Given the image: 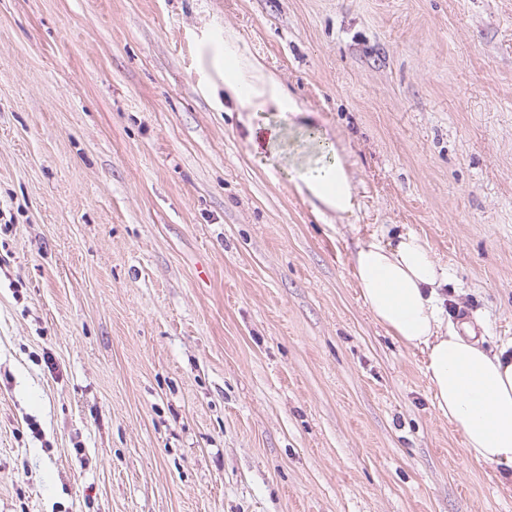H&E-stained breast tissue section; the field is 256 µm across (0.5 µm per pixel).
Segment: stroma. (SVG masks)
<instances>
[{
    "label": "stroma",
    "mask_w": 512,
    "mask_h": 512,
    "mask_svg": "<svg viewBox=\"0 0 512 512\" xmlns=\"http://www.w3.org/2000/svg\"><path fill=\"white\" fill-rule=\"evenodd\" d=\"M228 31L353 213L296 193L304 130L225 105ZM408 231L512 337V0H0V512H512L358 298Z\"/></svg>",
    "instance_id": "35a3bbf8"
}]
</instances>
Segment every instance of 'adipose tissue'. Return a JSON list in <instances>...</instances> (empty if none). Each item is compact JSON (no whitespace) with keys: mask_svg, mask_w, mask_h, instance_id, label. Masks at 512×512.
I'll list each match as a JSON object with an SVG mask.
<instances>
[{"mask_svg":"<svg viewBox=\"0 0 512 512\" xmlns=\"http://www.w3.org/2000/svg\"><path fill=\"white\" fill-rule=\"evenodd\" d=\"M212 61L222 74L224 99L237 111L276 112L289 124L308 123V110L248 55L237 35H225ZM311 141L324 161L297 173L296 191L324 210L353 213L356 197L342 157L320 131ZM353 269L374 320L423 355L433 403L459 431L468 457L512 470V337L490 351L446 319L438 289L448 271L417 234L387 243L371 239L355 253Z\"/></svg>","mask_w":512,"mask_h":512,"instance_id":"obj_1","label":"adipose tissue"}]
</instances>
